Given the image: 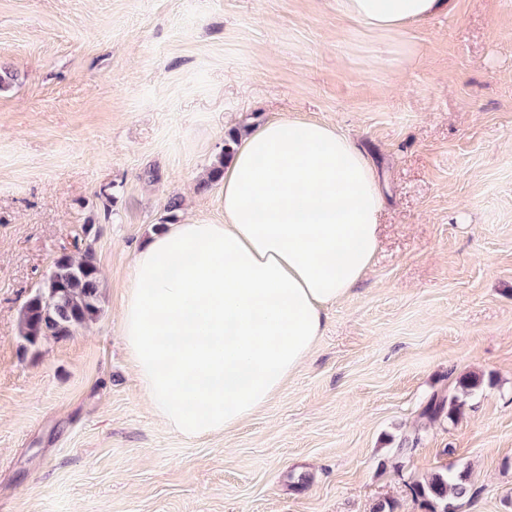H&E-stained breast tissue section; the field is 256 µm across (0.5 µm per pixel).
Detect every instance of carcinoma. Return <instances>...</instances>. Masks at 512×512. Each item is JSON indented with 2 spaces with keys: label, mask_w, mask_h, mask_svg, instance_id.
I'll list each match as a JSON object with an SVG mask.
<instances>
[{
  "label": "carcinoma",
  "mask_w": 512,
  "mask_h": 512,
  "mask_svg": "<svg viewBox=\"0 0 512 512\" xmlns=\"http://www.w3.org/2000/svg\"><path fill=\"white\" fill-rule=\"evenodd\" d=\"M84 249L81 257L70 253L58 256L44 283L23 305L20 329L26 344L34 347L46 337L63 338L100 313V272L92 244L97 238L93 224L82 228ZM460 393L452 396H432L422 416L436 420L443 416L453 421L463 412L464 397L478 385L472 377L457 381ZM413 496L430 505L431 512H455V502L469 492L467 478L448 471L435 472L410 486Z\"/></svg>",
  "instance_id": "obj_1"
}]
</instances>
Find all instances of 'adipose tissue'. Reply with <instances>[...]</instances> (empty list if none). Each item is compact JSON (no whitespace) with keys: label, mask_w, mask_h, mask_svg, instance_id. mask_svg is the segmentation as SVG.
Returning <instances> with one entry per match:
<instances>
[{"label":"adipose tissue","mask_w":512,"mask_h":512,"mask_svg":"<svg viewBox=\"0 0 512 512\" xmlns=\"http://www.w3.org/2000/svg\"><path fill=\"white\" fill-rule=\"evenodd\" d=\"M448 8L336 0L346 18L389 31ZM221 183L223 223L172 224L137 251L119 321L151 410L191 439L229 431L269 402L380 244L376 170L334 125L281 117L251 130Z\"/></svg>","instance_id":"obj_1"}]
</instances>
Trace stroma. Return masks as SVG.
<instances>
[{"label":"stroma","mask_w":512,"mask_h":512,"mask_svg":"<svg viewBox=\"0 0 512 512\" xmlns=\"http://www.w3.org/2000/svg\"><path fill=\"white\" fill-rule=\"evenodd\" d=\"M0 66V512H429L409 487L442 469L469 475L457 512H512V0L404 33L336 0H0ZM288 114L370 157L380 248L272 400L189 440L119 334L134 254L171 196L221 223L197 184ZM89 222L100 314L28 346L21 308ZM465 375L462 415L424 419Z\"/></svg>","instance_id":"1"}]
</instances>
